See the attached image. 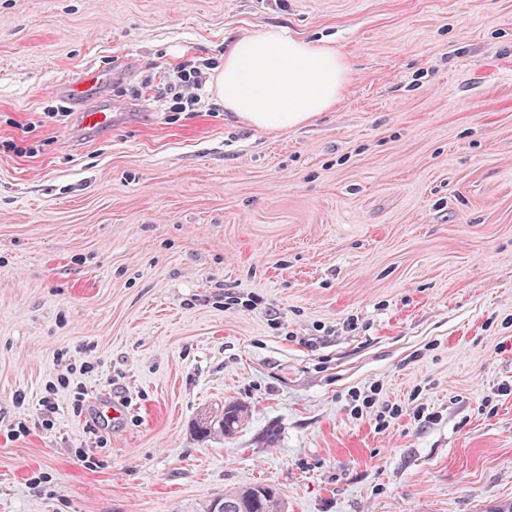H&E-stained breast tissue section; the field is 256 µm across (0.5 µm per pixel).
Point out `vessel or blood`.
I'll use <instances>...</instances> for the list:
<instances>
[{
  "label": "vessel or blood",
  "mask_w": 512,
  "mask_h": 512,
  "mask_svg": "<svg viewBox=\"0 0 512 512\" xmlns=\"http://www.w3.org/2000/svg\"><path fill=\"white\" fill-rule=\"evenodd\" d=\"M111 85V73L95 67L85 68L77 78L59 84V92L76 108L78 131L85 133L111 127L112 113L102 106Z\"/></svg>",
  "instance_id": "vessel-or-blood-1"
}]
</instances>
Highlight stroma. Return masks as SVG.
Segmentation results:
<instances>
[{"label": "stroma", "mask_w": 512, "mask_h": 512, "mask_svg": "<svg viewBox=\"0 0 512 512\" xmlns=\"http://www.w3.org/2000/svg\"><path fill=\"white\" fill-rule=\"evenodd\" d=\"M270 27L350 59L334 108L266 132L211 80L198 112L132 94ZM89 66L118 118L78 141L43 114ZM504 384L512 0H0V512H504ZM245 417L243 407L227 406L219 416L199 423L197 433L202 439L233 435L244 424ZM218 512H281L282 505L275 490L262 484L224 492L217 499Z\"/></svg>", "instance_id": "stroma-1"}]
</instances>
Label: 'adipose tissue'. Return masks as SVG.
I'll return each mask as SVG.
<instances>
[{"label":"adipose tissue","mask_w":512,"mask_h":512,"mask_svg":"<svg viewBox=\"0 0 512 512\" xmlns=\"http://www.w3.org/2000/svg\"><path fill=\"white\" fill-rule=\"evenodd\" d=\"M344 55L268 28L237 39L216 77L225 111L263 131L297 128L336 105L350 83Z\"/></svg>","instance_id":"adipose-tissue-1"}]
</instances>
